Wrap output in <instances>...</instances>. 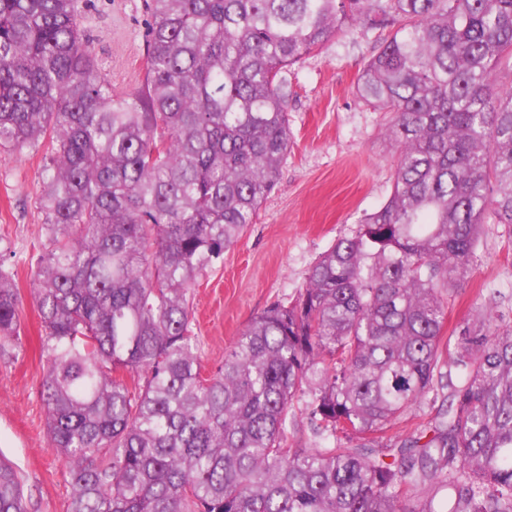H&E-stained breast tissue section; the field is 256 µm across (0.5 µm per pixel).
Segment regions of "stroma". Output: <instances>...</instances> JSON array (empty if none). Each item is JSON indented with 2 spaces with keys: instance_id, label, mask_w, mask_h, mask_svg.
<instances>
[{
  "instance_id": "1",
  "label": "stroma",
  "mask_w": 512,
  "mask_h": 512,
  "mask_svg": "<svg viewBox=\"0 0 512 512\" xmlns=\"http://www.w3.org/2000/svg\"><path fill=\"white\" fill-rule=\"evenodd\" d=\"M145 0H81L88 46L118 93L145 75ZM371 41L351 29L293 65L288 118L293 147L279 183L255 224L202 279L191 301L203 365L213 370L247 326L274 302L305 287L308 271L338 238L351 236L392 191L395 148L381 113L356 96ZM44 151L0 153V249L18 287L20 353L0 356V458L24 488L27 512H67L68 466L50 448L41 400L45 331L32 294L35 257L45 243ZM505 295L499 309L512 319V227L484 225L476 257L457 286L449 325L471 319L484 291Z\"/></svg>"
}]
</instances>
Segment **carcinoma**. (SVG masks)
<instances>
[{"label":"carcinoma","mask_w":512,"mask_h":512,"mask_svg":"<svg viewBox=\"0 0 512 512\" xmlns=\"http://www.w3.org/2000/svg\"><path fill=\"white\" fill-rule=\"evenodd\" d=\"M145 7L118 95L76 0H0V151L47 145L33 294L67 512H512L500 293L444 335L482 226H512V0ZM346 26L389 30L356 95L387 116L391 194L205 375L190 290L280 179L291 67ZM19 326L0 254V351ZM0 512H26L2 460Z\"/></svg>","instance_id":"carcinoma-1"}]
</instances>
